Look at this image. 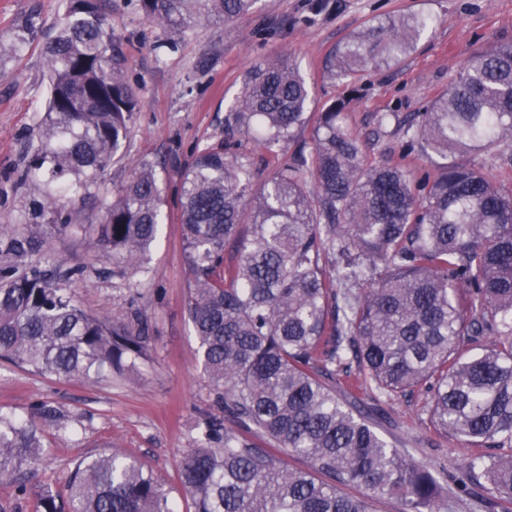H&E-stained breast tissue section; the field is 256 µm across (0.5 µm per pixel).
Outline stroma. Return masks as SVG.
I'll return each mask as SVG.
<instances>
[{
	"mask_svg": "<svg viewBox=\"0 0 512 512\" xmlns=\"http://www.w3.org/2000/svg\"><path fill=\"white\" fill-rule=\"evenodd\" d=\"M65 5V0H0V268H82L74 285L79 303L114 321L140 310L152 343L138 371L123 379L104 374L68 380L0 361V413L26 419L35 404L44 403L67 422L69 431L61 435L55 426L35 421L44 443L38 481L65 489L73 461L118 448L139 458L171 488L181 512H189L191 501L177 471L195 445L197 422L214 409V392L195 358L187 312L190 275L174 206L184 169L198 151L223 139L224 117L253 67L278 57L297 66L311 111L343 103L345 120L370 161L397 154L400 143L380 129L379 114L413 118L448 88L471 54L512 41V0H256L248 14L225 23L202 22L185 33L146 20L137 0H112V31L142 108L132 115L121 159L91 177L76 201L80 219L52 233L48 227L56 222V209L48 173L35 169L33 160L47 99L42 44ZM411 13L429 17L431 25L400 60L369 66L349 79L330 76L338 46L378 18ZM26 24L33 35L15 45V30ZM309 139L304 131L296 141L270 149L248 146L256 181L288 162L297 142ZM144 162L156 165L166 203L141 270L97 246L83 218L103 213ZM31 227L45 231L40 252L9 253L4 230ZM357 405L413 463L447 469L453 479L472 453L459 442L436 440L425 392L393 399L366 393Z\"/></svg>",
	"mask_w": 512,
	"mask_h": 512,
	"instance_id": "stroma-1",
	"label": "stroma"
}]
</instances>
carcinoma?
Here are the masks:
<instances>
[{"label":"carcinoma","instance_id":"carcinoma-1","mask_svg":"<svg viewBox=\"0 0 512 512\" xmlns=\"http://www.w3.org/2000/svg\"><path fill=\"white\" fill-rule=\"evenodd\" d=\"M255 0H139L144 17L182 31L246 14ZM429 25L390 18L345 41L331 72L349 78L395 60ZM49 74L38 167L70 198L82 177L121 152L141 99L101 0H66L42 45ZM309 91L284 60L261 63L224 118V142L199 152L179 197L191 274L188 314L217 412L184 455L179 481L191 512H442L448 481L409 462L353 399L430 396L441 438L512 448V184L467 157L512 148V42L472 54L423 112L398 124L401 154L434 153L438 174L367 161L333 102L308 112ZM312 131L258 188L243 141L267 149ZM163 188L139 166L100 219L99 246L127 264L147 256L161 224ZM237 257L225 264L224 249ZM79 270H0V360L42 376L123 374L149 349L135 313L111 322L83 308ZM41 435L0 414V480L35 512H178L170 490L121 451L74 463L62 496L18 474L38 465ZM311 463L288 470L281 454ZM457 485H474L492 510L512 503V453H476ZM348 487L365 493L353 497Z\"/></svg>","mask_w":512,"mask_h":512}]
</instances>
